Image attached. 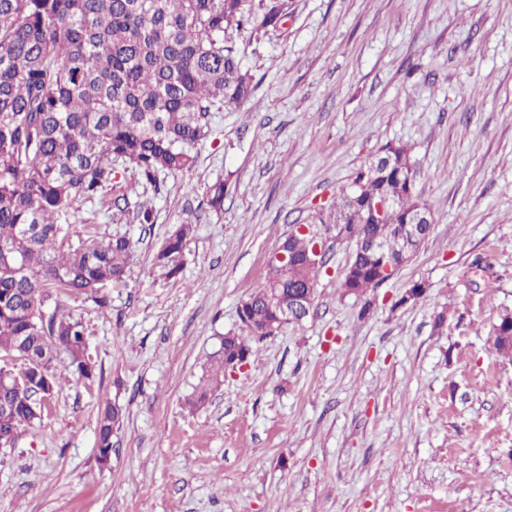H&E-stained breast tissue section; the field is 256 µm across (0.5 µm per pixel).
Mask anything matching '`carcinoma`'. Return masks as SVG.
Instances as JSON below:
<instances>
[{
  "label": "carcinoma",
  "instance_id": "cac0c4a2",
  "mask_svg": "<svg viewBox=\"0 0 512 512\" xmlns=\"http://www.w3.org/2000/svg\"><path fill=\"white\" fill-rule=\"evenodd\" d=\"M286 0H0V446L41 421L60 386L56 361L91 380L95 364L81 320L52 294L77 295L99 307L106 288L126 274L132 245L124 235L107 240L87 232L73 244L65 224L75 204L106 193L114 162L155 184L162 172H186L195 144L208 132L217 106L239 104L253 93V76L236 50L224 44L229 28H276ZM381 159L360 168L342 191L332 225L340 242H355L343 295L357 299L377 288L382 261L402 267L419 249L406 247L401 230L418 202L409 151L387 143ZM227 187L207 191L215 211ZM391 201L381 216L371 203ZM193 232L178 225L153 257L165 279L183 270ZM374 238L377 254L360 244ZM313 237L286 238L268 276L238 307L243 330L257 340L273 335L278 302L315 292L324 264L308 259ZM493 345L512 357V314L493 325ZM251 346L227 333L216 352L212 381L248 361ZM123 408L107 404L97 417L98 460L112 457V435Z\"/></svg>",
  "mask_w": 512,
  "mask_h": 512
}]
</instances>
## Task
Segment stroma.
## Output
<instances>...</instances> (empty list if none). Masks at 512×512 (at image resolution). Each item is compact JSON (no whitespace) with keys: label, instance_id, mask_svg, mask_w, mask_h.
I'll return each mask as SVG.
<instances>
[{"label":"stroma","instance_id":"1","mask_svg":"<svg viewBox=\"0 0 512 512\" xmlns=\"http://www.w3.org/2000/svg\"><path fill=\"white\" fill-rule=\"evenodd\" d=\"M287 3L278 28L226 32L255 90L212 112L191 172L154 186L119 162L104 199L78 203L70 241L125 235L132 257L106 307L59 296L96 376L62 381L0 449V512H512V359L490 341L512 312V0ZM387 143L432 212L417 253L359 300L340 288L355 245L327 236L313 313L252 341L190 410L273 251ZM186 223L184 268L159 277ZM109 403L125 419L104 465ZM192 232L191 224L178 225L155 252L153 267L164 279L176 278L182 272ZM124 418L123 408L117 404H106L99 410L97 417L96 447L98 460L103 463L106 458L111 459L113 444L112 435Z\"/></svg>","mask_w":512,"mask_h":512}]
</instances>
